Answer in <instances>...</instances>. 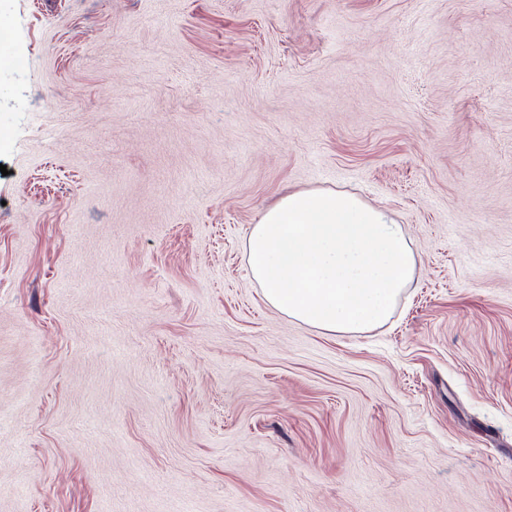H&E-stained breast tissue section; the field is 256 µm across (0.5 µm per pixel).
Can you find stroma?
<instances>
[{"label": "stroma", "mask_w": 512, "mask_h": 512, "mask_svg": "<svg viewBox=\"0 0 512 512\" xmlns=\"http://www.w3.org/2000/svg\"><path fill=\"white\" fill-rule=\"evenodd\" d=\"M0 512H512V0H0ZM391 213L382 326L272 309L289 192Z\"/></svg>", "instance_id": "35a3bbf8"}]
</instances>
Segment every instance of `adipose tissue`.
Instances as JSON below:
<instances>
[{
  "instance_id": "ef3b65f1",
  "label": "adipose tissue",
  "mask_w": 512,
  "mask_h": 512,
  "mask_svg": "<svg viewBox=\"0 0 512 512\" xmlns=\"http://www.w3.org/2000/svg\"><path fill=\"white\" fill-rule=\"evenodd\" d=\"M246 253L270 306L334 334L385 322L417 270V255L388 212L326 189L283 196L252 226Z\"/></svg>"
}]
</instances>
